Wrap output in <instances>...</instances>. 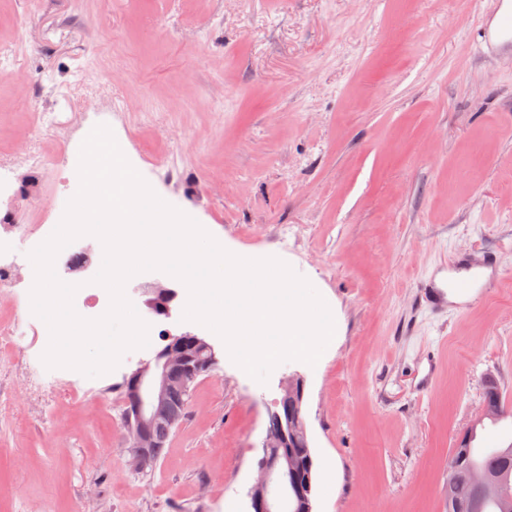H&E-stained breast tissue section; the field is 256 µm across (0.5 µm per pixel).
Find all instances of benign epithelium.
I'll list each match as a JSON object with an SVG mask.
<instances>
[{"instance_id":"obj_1","label":"benign epithelium","mask_w":512,"mask_h":512,"mask_svg":"<svg viewBox=\"0 0 512 512\" xmlns=\"http://www.w3.org/2000/svg\"><path fill=\"white\" fill-rule=\"evenodd\" d=\"M148 312L168 318L178 298V291L163 286L142 289ZM166 344L150 359L141 362L123 381L129 399L123 416L126 435L125 452L137 472L154 468L164 447L152 433L155 420L167 405L171 388L178 384L188 389L189 383L207 370L215 359L213 346L190 331L173 334L164 331ZM306 389L303 377L288 379L271 417L275 429H266L262 456L257 461L258 484L249 492L248 512H314L313 485L310 476L288 482V469L283 461L295 448L310 447L305 418ZM493 478L481 471L470 472L467 480L453 482L452 490L459 500H469L478 492H487Z\"/></svg>"}]
</instances>
